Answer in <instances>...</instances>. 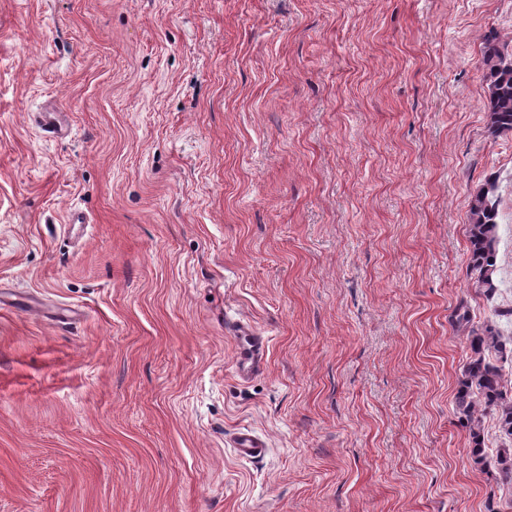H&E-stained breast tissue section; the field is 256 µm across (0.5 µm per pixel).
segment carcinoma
<instances>
[{
    "instance_id": "obj_1",
    "label": "carcinoma",
    "mask_w": 512,
    "mask_h": 512,
    "mask_svg": "<svg viewBox=\"0 0 512 512\" xmlns=\"http://www.w3.org/2000/svg\"><path fill=\"white\" fill-rule=\"evenodd\" d=\"M488 81L489 129L493 134L512 131V60L505 59L499 48L487 44L483 55ZM495 186L482 189L470 208L468 237L472 253V270L479 282L492 294L495 265L496 204ZM471 354L462 371L455 397L456 409L466 419L474 462L485 464L483 416L491 411L496 416L502 445L497 449L496 466L501 480L512 484V388L508 387L501 367L493 364L489 353L507 360L506 342L494 328L474 330L470 336Z\"/></svg>"
}]
</instances>
